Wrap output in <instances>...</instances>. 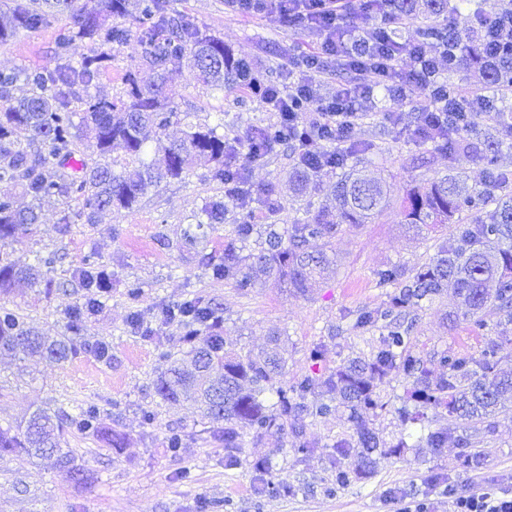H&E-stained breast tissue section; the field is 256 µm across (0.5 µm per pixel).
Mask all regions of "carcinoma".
I'll return each instance as SVG.
<instances>
[{"label": "carcinoma", "instance_id": "carcinoma-1", "mask_svg": "<svg viewBox=\"0 0 512 512\" xmlns=\"http://www.w3.org/2000/svg\"><path fill=\"white\" fill-rule=\"evenodd\" d=\"M174 0H14L10 15L0 19V44L21 31H36L50 24L52 12H68L69 22L55 38L54 63L42 67H19L0 72V293L23 283L31 288L44 281L43 269L55 257L39 256L36 263L19 266L4 249L19 232L38 223L37 207L15 206L13 189L19 188L39 203L52 197L82 200L85 221L96 223L99 212L109 209L132 211L150 189L164 181L182 180L194 160L213 163L210 179L224 184H241L231 159L238 142L218 132L224 118L211 124H187L180 136L168 142L166 131L180 124L171 84L188 65L195 78L212 90L226 85L240 88L255 79L247 58L224 48V41L175 10ZM446 17L448 26L426 27L423 39L443 45L454 26V18L469 11L485 15L481 0H389L387 21L417 17ZM134 40L138 60L127 70L119 93L110 97L98 90L103 75L112 68V51ZM92 43L90 53L78 60L71 48L77 41ZM21 83L27 88L21 98L10 95ZM81 104L80 112L72 102ZM288 140V128L274 124L255 129L252 144L257 159L274 144ZM155 146L160 158L148 160L147 148ZM87 150L97 156L93 164L79 170L68 166L75 153ZM347 159L330 154L319 157L311 147H294L287 186L300 196L319 184L331 169L341 168L334 184L336 212L319 208L307 220L278 229L270 224L263 246L243 254L244 244L254 231L253 215L234 217V235L224 242V255L205 258L216 280L232 281L242 290L263 276L274 284L306 295L317 287L331 263L327 251H310L312 240L328 245L351 226L369 224L390 205L386 184L363 170L346 168ZM483 188L467 185L460 177L444 174L406 190L400 207L404 223L415 227L452 225L449 236L437 245L427 263L408 274L393 266L376 276L381 285L393 287L385 306L361 310L352 328L361 333L379 331L369 356L354 358L324 371L322 345H313L308 359L315 370L293 382L282 380L285 359L281 338L274 336L267 350L240 356L225 348L219 333L218 309L200 299L162 306L165 322L177 324L184 350L163 358L169 366L156 381V393L172 405L190 403L212 424L211 433L224 439L227 461L236 465L245 437L269 434L304 436L303 417L325 418L339 407L348 411L353 434L333 445L336 486L373 473L377 456H399L414 438L428 448H443L448 432L431 429L428 413H444L470 424H484L512 395V373L498 370L506 359L503 343L492 340L479 356L443 351L427 359L415 351L410 311L424 301L450 290L459 301L463 317L473 330L484 326L481 313L496 305L503 317V330L512 325V182L499 171L494 158L487 159ZM496 203L490 222L480 213ZM227 204L216 196L202 201L193 222L183 231L185 244L201 238L204 225L224 223ZM80 287L89 293L106 294L110 275L89 255L77 271ZM84 309L70 318L68 336H44L16 311L0 307V352L25 358H48L64 363L78 354L73 334ZM396 377L407 387L401 405L394 409L404 425L419 429L389 444L373 427L370 418L388 403L380 388ZM276 396L268 403L266 394ZM68 430L91 436L109 447L119 448L123 435L105 422L94 405L80 407L63 417L38 409L27 420L0 427V454L23 452L67 476L81 475L72 452L62 447ZM353 455L355 470L341 466Z\"/></svg>", "mask_w": 512, "mask_h": 512}]
</instances>
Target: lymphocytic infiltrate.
Returning a JSON list of instances; mask_svg holds the SVG:
<instances>
[{
    "instance_id": "lymphocytic-infiltrate-1",
    "label": "lymphocytic infiltrate",
    "mask_w": 512,
    "mask_h": 512,
    "mask_svg": "<svg viewBox=\"0 0 512 512\" xmlns=\"http://www.w3.org/2000/svg\"><path fill=\"white\" fill-rule=\"evenodd\" d=\"M238 9L257 15L275 13L289 26L316 32L320 38L316 55L296 60L300 73L292 85L266 87L260 97L277 123L289 128L310 130V144H318L321 131H332L337 152H344L350 134L363 119L368 103L377 89L390 96L413 98L422 110L424 128L461 132L465 122L485 115L486 90L474 87L458 90L448 108L438 107L431 85L442 63L459 64L464 58L475 60L486 76H493L505 56L512 54V10L489 12L484 18L468 19L469 27L478 29L472 43L456 38L452 47L432 48L423 42H389L382 28L354 32L344 26L343 18L351 8L361 14H380L384 0H231ZM409 54L413 66L403 70L398 65L402 54ZM351 73L349 81L337 84L335 93L319 97V87L328 81L332 65ZM465 122H457V115ZM453 512H512V497L498 495L489 486L470 489L453 496Z\"/></svg>"
}]
</instances>
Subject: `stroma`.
Masks as SVG:
<instances>
[{
	"mask_svg": "<svg viewBox=\"0 0 512 512\" xmlns=\"http://www.w3.org/2000/svg\"><path fill=\"white\" fill-rule=\"evenodd\" d=\"M177 7L221 37L235 54L248 57L258 75L273 84H288L290 53H311L318 47L316 33L289 29L274 14L260 17L232 9L226 0H177ZM66 22L60 16L47 28L20 32L0 44V70L51 64L56 31ZM175 101L192 122L223 118L225 135L241 143L255 126L273 120L244 89H206L187 67L175 81ZM420 122L414 102L376 91L352 138L369 144V151L356 162L385 178L393 203L376 223L345 228L333 240L336 264L305 296L270 285L243 291L212 279L202 257L223 253L225 241L233 235L232 222L208 230L198 245L181 244L182 231L203 199L223 193L222 186L210 180L206 160L193 165L187 181L161 183L134 211L105 213L96 224L79 217L76 200L44 204L33 232L17 235L7 251L21 264L32 262L39 253L55 254L57 261L47 274L53 286H16L10 294H0V304L13 307L44 334L59 336L65 334L74 308L88 300L75 281L86 256L96 254L112 276V288L102 296L100 307L85 315L77 336L82 349L69 362L43 359L25 370L18 361L0 355V426L17 424L38 409L72 413L93 405L125 441L110 449L77 432L67 435V447L91 476L85 484L38 465L23 453L0 456V512H398L399 507L419 502L427 504L428 512H449V487L481 484L512 497L511 400L506 411L494 417L495 432L479 447L474 466L463 465L452 442L464 432L465 422L442 416L434 426L447 430L450 444L409 448L403 456L379 459L372 475L339 489L329 447L352 432L345 412L305 418L306 437L315 444L312 453L294 452L288 435L251 438L240 464L230 466L223 441L205 432L199 412L186 404L169 405L155 391L163 353L182 348L179 330L160 315L162 305L171 301L198 298L218 306L227 347L244 355L261 352L272 334H281L284 373L291 380L310 372L308 350L313 345H322L326 369L369 353L372 333L353 331L350 324L359 310L384 306L386 291L376 284L377 270L397 266L410 271L435 252L436 233L402 221L397 202L405 187L447 173L462 177L469 186L483 187L485 145L500 137L496 121L481 119L476 133L467 137V149L447 152L413 138ZM291 157V147L281 145L250 163V193L228 204L229 210L252 212L251 247L262 242L267 225L290 224L307 207L328 202V177L320 190L300 197L283 194L281 182ZM268 194L278 200L276 210L266 209L263 198ZM65 208L74 219L70 234L62 237L55 226ZM132 284L140 288L134 300L128 296ZM457 309L456 299L447 294L417 310L414 343L421 356L445 349L476 355L497 336L500 317L495 308L484 311L486 326L477 333L462 317L447 324V315ZM136 319L141 329H134ZM101 344L108 345L109 359L94 355ZM147 411L154 415L149 424L143 420ZM173 430L184 434L187 446L178 456L166 446ZM257 460L269 461L270 470L256 472ZM278 481L287 482L288 493L272 492V483Z\"/></svg>",
	"mask_w": 512,
	"mask_h": 512,
	"instance_id": "obj_1",
	"label": "stroma"
}]
</instances>
